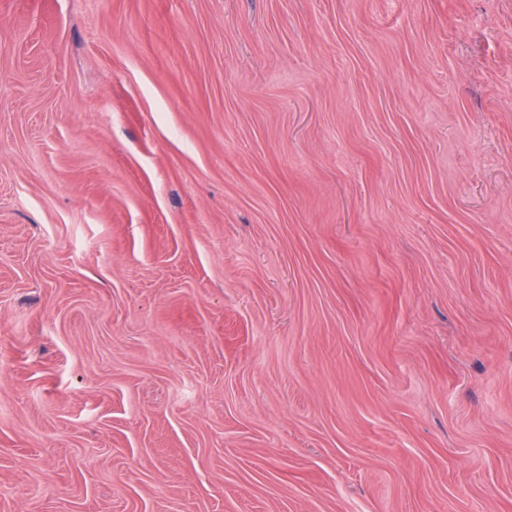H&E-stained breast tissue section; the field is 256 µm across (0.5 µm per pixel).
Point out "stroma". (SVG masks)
<instances>
[{
  "label": "stroma",
  "instance_id": "obj_1",
  "mask_svg": "<svg viewBox=\"0 0 512 512\" xmlns=\"http://www.w3.org/2000/svg\"><path fill=\"white\" fill-rule=\"evenodd\" d=\"M0 512H512V0H0Z\"/></svg>",
  "mask_w": 512,
  "mask_h": 512
}]
</instances>
